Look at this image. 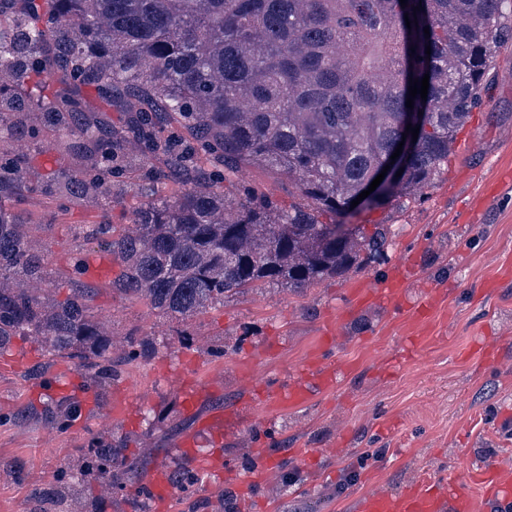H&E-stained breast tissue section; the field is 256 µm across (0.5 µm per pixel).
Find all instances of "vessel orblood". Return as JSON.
I'll return each instance as SVG.
<instances>
[{"label": "vessel or blood", "instance_id": "1", "mask_svg": "<svg viewBox=\"0 0 512 512\" xmlns=\"http://www.w3.org/2000/svg\"><path fill=\"white\" fill-rule=\"evenodd\" d=\"M405 276L402 269H394L385 287L368 290V299L393 305L402 301ZM346 363L327 364L317 360L306 362L299 379L286 390L272 395L270 404L285 407L306 402L314 390L328 391L337 384L340 373L349 371ZM240 410H214L204 416L195 431L179 441L175 454L188 462H203L207 472L223 477L224 428L236 424ZM470 483L482 493L485 512H512V459L493 462H470L467 468ZM144 492L155 512H164L175 489L170 482L167 462H158L144 485ZM356 512H476L473 498L455 480L428 479L414 483L401 491L380 489L361 493L355 501Z\"/></svg>", "mask_w": 512, "mask_h": 512}]
</instances>
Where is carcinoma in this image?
Segmentation results:
<instances>
[{
    "label": "carcinoma",
    "instance_id": "cac0c4a2",
    "mask_svg": "<svg viewBox=\"0 0 512 512\" xmlns=\"http://www.w3.org/2000/svg\"><path fill=\"white\" fill-rule=\"evenodd\" d=\"M24 2L0 7V122L16 139L71 127L66 149L81 158L62 173L71 199L112 196L114 179L127 177L139 156H165L180 169V189L169 194L165 169L142 165L150 197L121 232L98 225L96 245L122 263L113 291L181 321L258 282L308 288L382 255L384 229L368 235L319 217L344 216L401 141L409 151L392 191L412 197L431 184L481 104L492 47L512 38L503 23L512 0H407L404 8L400 0ZM426 74L427 98L407 108L410 82ZM55 77L92 86L127 113L125 124L85 114L59 89L44 94ZM24 87L38 111L16 109L9 93ZM411 111L423 114L415 142L402 137ZM201 158L211 170L196 166ZM242 163L288 175L304 204L282 210L246 185L227 198L221 184ZM28 178L15 158L0 171V200L21 197ZM35 231L0 204V353L17 337L39 339L47 354L28 378L49 376L66 358L105 398L153 341L116 347L90 284L54 298ZM76 412L61 397L28 405L10 422L52 434ZM155 451L139 434L100 438L34 492L33 512L131 507ZM171 479L186 490L194 469L176 464ZM202 507L231 512V495L222 490Z\"/></svg>",
    "mask_w": 512,
    "mask_h": 512
}]
</instances>
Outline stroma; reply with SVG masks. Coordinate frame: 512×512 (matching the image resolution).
<instances>
[{
    "mask_svg": "<svg viewBox=\"0 0 512 512\" xmlns=\"http://www.w3.org/2000/svg\"><path fill=\"white\" fill-rule=\"evenodd\" d=\"M62 137L28 140L25 160L38 189L9 206L49 246L43 276L64 299L70 258L84 253L86 275L100 290L97 308L123 339L154 332L156 350L113 381L102 408L82 411L54 436L12 427L9 416L32 401L36 381L25 373L45 354L43 343L15 340L0 354V464H23V478L0 485V512H31L32 493L104 428L113 434L152 430L156 459L174 462L183 434L194 431L213 399L251 405L224 438L223 478L198 471L191 493L175 492L167 512H193L218 489L238 492L252 475L256 512H351L373 489L398 491L421 477L465 482L470 460L512 456V40L498 44L484 78L482 103L459 136L457 154L418 197H393L353 210L347 223L390 231L385 252L340 277L305 289L259 283L226 298L188 323L151 311L111 290L121 272L92 240L96 225L132 223L144 182L130 174L112 199L91 206L52 193L51 172L70 167ZM246 182L279 206L301 204L293 180L243 165L224 191ZM406 269L400 308L357 301L360 288L382 287L396 266ZM445 292L424 329L428 343L404 353L400 338L427 289ZM346 361L352 368L332 391L282 409L255 403L258 393L287 389L309 358ZM189 375L212 388L213 399L185 412L175 389ZM278 443L274 469L259 449Z\"/></svg>",
    "mask_w": 512,
    "mask_h": 512,
    "instance_id": "1",
    "label": "stroma"
}]
</instances>
